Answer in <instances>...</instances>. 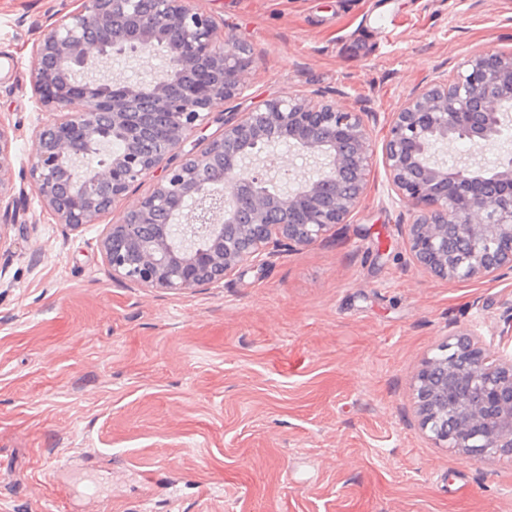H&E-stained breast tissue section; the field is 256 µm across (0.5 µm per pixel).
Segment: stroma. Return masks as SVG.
<instances>
[{
    "label": "stroma",
    "instance_id": "obj_1",
    "mask_svg": "<svg viewBox=\"0 0 512 512\" xmlns=\"http://www.w3.org/2000/svg\"><path fill=\"white\" fill-rule=\"evenodd\" d=\"M249 45L243 112L307 94L392 112L466 56L512 52V0H199ZM73 0H0V121L27 167L29 60ZM122 209L64 231L26 188L0 247V512H512V460L436 448L410 384L455 331L512 355V271L410 264L412 215L375 165L349 223L194 291L112 278Z\"/></svg>",
    "mask_w": 512,
    "mask_h": 512
}]
</instances>
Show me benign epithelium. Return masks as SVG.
<instances>
[{
	"instance_id": "1",
	"label": "benign epithelium",
	"mask_w": 512,
	"mask_h": 512,
	"mask_svg": "<svg viewBox=\"0 0 512 512\" xmlns=\"http://www.w3.org/2000/svg\"><path fill=\"white\" fill-rule=\"evenodd\" d=\"M76 3L56 15L31 53L42 118L22 178L55 223L78 231L158 174L152 192L100 234L112 278L155 291L210 287L350 222L375 164L364 109L295 95L227 111L224 104L248 88L253 58L196 0ZM159 52L164 64L143 84L89 76L115 57ZM212 122L221 133L184 150ZM510 122L512 52L467 57L452 79L432 77L391 114L383 166L413 214L403 225L410 260L438 279L494 281L512 269V163L450 166L440 158L462 140L476 156L504 150ZM115 139L122 148L112 152ZM278 145L315 170L274 194L273 178L253 160ZM9 147L0 123V242L14 211ZM455 336L413 378L418 428L437 448L511 457L512 357L487 347L474 329ZM439 418L448 419L445 435L435 430Z\"/></svg>"
}]
</instances>
